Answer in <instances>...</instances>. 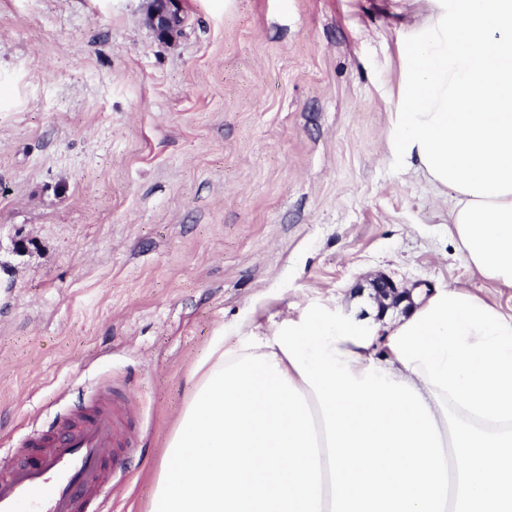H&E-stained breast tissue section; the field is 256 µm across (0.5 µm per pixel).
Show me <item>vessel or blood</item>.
<instances>
[{
    "label": "vessel or blood",
    "instance_id": "obj_1",
    "mask_svg": "<svg viewBox=\"0 0 512 512\" xmlns=\"http://www.w3.org/2000/svg\"><path fill=\"white\" fill-rule=\"evenodd\" d=\"M133 400L108 388L0 456V512H104L112 473L138 446Z\"/></svg>",
    "mask_w": 512,
    "mask_h": 512
}]
</instances>
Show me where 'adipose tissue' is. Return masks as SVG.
Segmentation results:
<instances>
[{"mask_svg": "<svg viewBox=\"0 0 512 512\" xmlns=\"http://www.w3.org/2000/svg\"><path fill=\"white\" fill-rule=\"evenodd\" d=\"M415 2L392 152L451 192L458 252L512 289V0ZM192 380L153 512H512V313L466 288L381 338L323 304L217 337Z\"/></svg>", "mask_w": 512, "mask_h": 512, "instance_id": "obj_1", "label": "adipose tissue"}]
</instances>
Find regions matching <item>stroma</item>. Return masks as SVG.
<instances>
[{"label":"stroma","instance_id":"35a3bbf8","mask_svg":"<svg viewBox=\"0 0 512 512\" xmlns=\"http://www.w3.org/2000/svg\"><path fill=\"white\" fill-rule=\"evenodd\" d=\"M0 0V444L97 387L149 421L106 512H150L216 336L371 287L463 286L451 198L390 148L410 0ZM149 15V23L160 36H169L178 31L174 18L178 14V0H154ZM176 23L180 17L176 16Z\"/></svg>","mask_w":512,"mask_h":512}]
</instances>
